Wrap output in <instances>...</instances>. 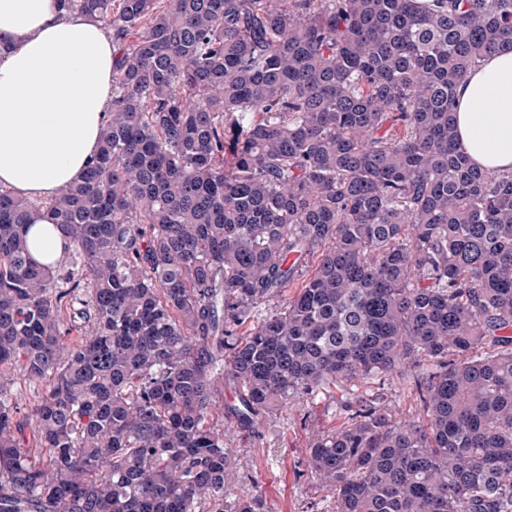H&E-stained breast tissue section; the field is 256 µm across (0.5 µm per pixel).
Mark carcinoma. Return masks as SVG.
Masks as SVG:
<instances>
[{"mask_svg":"<svg viewBox=\"0 0 512 512\" xmlns=\"http://www.w3.org/2000/svg\"><path fill=\"white\" fill-rule=\"evenodd\" d=\"M67 6L112 32V113L80 183L0 191V512H263L214 418L406 366L428 423L367 402L310 449L336 512H512V173L454 121L512 0ZM42 209L70 243L48 268ZM26 235L27 246L32 258L41 265H52L68 244L59 228L46 214L32 217Z\"/></svg>","mask_w":512,"mask_h":512,"instance_id":"cac0c4a2","label":"carcinoma"}]
</instances>
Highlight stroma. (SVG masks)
I'll use <instances>...</instances> for the list:
<instances>
[{
  "instance_id": "1",
  "label": "stroma",
  "mask_w": 512,
  "mask_h": 512,
  "mask_svg": "<svg viewBox=\"0 0 512 512\" xmlns=\"http://www.w3.org/2000/svg\"><path fill=\"white\" fill-rule=\"evenodd\" d=\"M409 370L364 380L351 405L375 402L395 420L426 417ZM346 422L335 395L291 398L268 413L259 433L234 437L233 496H261L266 512H336V493L309 465V450Z\"/></svg>"
}]
</instances>
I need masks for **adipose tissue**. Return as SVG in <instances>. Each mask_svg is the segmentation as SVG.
I'll use <instances>...</instances> for the list:
<instances>
[{
	"label": "adipose tissue",
	"instance_id": "obj_1",
	"mask_svg": "<svg viewBox=\"0 0 512 512\" xmlns=\"http://www.w3.org/2000/svg\"><path fill=\"white\" fill-rule=\"evenodd\" d=\"M112 35L61 0H0V188L47 201L84 176L112 110ZM470 164L512 171V50L482 58L455 89ZM51 265L67 244L45 214L26 235Z\"/></svg>",
	"mask_w": 512,
	"mask_h": 512
}]
</instances>
